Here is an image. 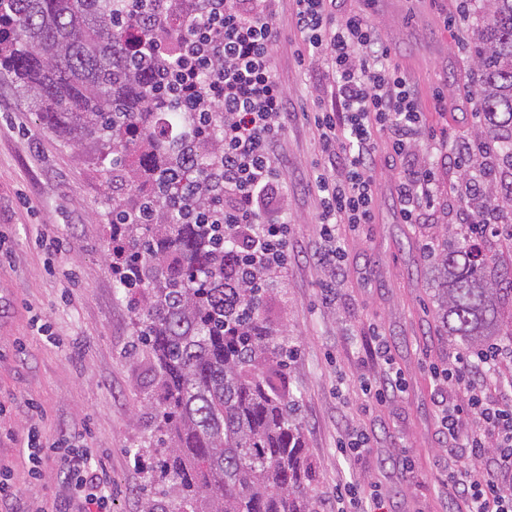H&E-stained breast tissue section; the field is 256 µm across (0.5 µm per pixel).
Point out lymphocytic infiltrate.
I'll return each mask as SVG.
<instances>
[{"label": "lymphocytic infiltrate", "instance_id": "lymphocytic-infiltrate-1", "mask_svg": "<svg viewBox=\"0 0 512 512\" xmlns=\"http://www.w3.org/2000/svg\"><path fill=\"white\" fill-rule=\"evenodd\" d=\"M276 2L181 0L177 60L166 68L178 111L216 122L221 135L222 149L207 170L215 201L206 223L238 232L254 261L272 272L287 268L294 253L285 206L288 161L276 150L295 114L272 70L281 39ZM292 2L291 26L300 38L295 59L317 66L327 88L311 116L323 163L305 187L319 202L315 222L328 244L322 259L338 269L345 254L340 225L355 230L376 219V132H387L389 153L409 162L394 185L404 223H416L440 187L434 167L417 158L424 124L415 86L392 59L379 26L363 11L335 14L336 0ZM372 351L387 370L360 383L371 406L405 390L390 348L381 342ZM511 363L509 336L429 368L439 387L438 428L456 457L442 479L466 512H512V393L489 389L500 367ZM24 440L33 474H41L44 449L52 447L54 462L74 482L80 512H111L110 475L92 467L85 431L48 445L32 426Z\"/></svg>", "mask_w": 512, "mask_h": 512}]
</instances>
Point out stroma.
<instances>
[{
    "mask_svg": "<svg viewBox=\"0 0 512 512\" xmlns=\"http://www.w3.org/2000/svg\"><path fill=\"white\" fill-rule=\"evenodd\" d=\"M366 10L378 22L393 58L415 84L427 128L457 142L480 127V102L465 99L475 89L471 28L472 0H339L336 11ZM459 16L444 28V15ZM291 27L274 49L273 73L287 88L296 118L278 151L288 160L295 184L288 218L298 256L274 280L268 307L291 355L286 367L299 402L305 448L317 467L311 489L317 512H340L337 485L375 483L389 512H451L440 478L449 462L438 431L430 364L463 350L437 319L438 269L424 243H438L442 229L459 224L463 205L444 195L421 209L419 221L403 223L393 187L399 167L377 159L380 204L375 223L359 231L341 229L346 261L341 271L320 263L315 224L318 200L301 186L320 158L318 136L305 114L313 98L294 52ZM448 108L434 109L435 94ZM0 235L11 263L0 267V466H7L19 496L0 503V512H53L74 508L71 487L53 461L41 476L30 472L28 453L17 439L30 421L28 400L42 408L40 427L52 440L89 426V447L112 480V512H142L147 477L155 463L148 449L154 410L148 400L149 360L133 349V313L116 288L106 254L112 248V173L86 163V150L47 129L38 112L0 74ZM28 205H21V197ZM65 229L71 251L54 259L35 244L37 233ZM76 268L77 283L64 276ZM336 283L327 303L320 288ZM48 322L55 337L33 335L32 316ZM391 347L405 373L404 394L366 408L359 382L381 374L370 354L375 337ZM366 429L371 448L347 461L336 444L354 427ZM413 473L402 468L404 455Z\"/></svg>",
    "mask_w": 512,
    "mask_h": 512,
    "instance_id": "35a3bbf8",
    "label": "stroma"
}]
</instances>
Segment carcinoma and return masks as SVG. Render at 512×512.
<instances>
[{"instance_id":"carcinoma-1","label":"carcinoma","mask_w":512,"mask_h":512,"mask_svg":"<svg viewBox=\"0 0 512 512\" xmlns=\"http://www.w3.org/2000/svg\"><path fill=\"white\" fill-rule=\"evenodd\" d=\"M126 0H0V70L9 73L46 126L86 142L127 187L112 200V261L132 291L136 346L155 363L161 391L155 495L142 512H315L316 468L304 448L277 332L261 316L272 289L252 287L254 271L222 224H195L190 199L177 217L170 197L191 194L218 143L154 72L157 59L132 58L157 41L126 29ZM471 52L478 71L479 135L500 145L474 200L477 216L512 208V0H482ZM437 253L439 323L481 346L512 336L499 310L502 275L463 230Z\"/></svg>"}]
</instances>
